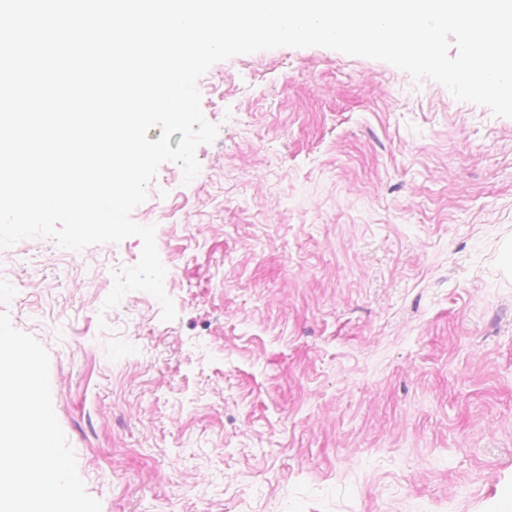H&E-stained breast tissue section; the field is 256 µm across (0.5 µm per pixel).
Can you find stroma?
I'll list each match as a JSON object with an SVG mask.
<instances>
[{"instance_id":"stroma-1","label":"stroma","mask_w":512,"mask_h":512,"mask_svg":"<svg viewBox=\"0 0 512 512\" xmlns=\"http://www.w3.org/2000/svg\"><path fill=\"white\" fill-rule=\"evenodd\" d=\"M220 127L132 219L164 289L102 304L129 237L0 250L101 512H501L512 493V119L379 60L212 65Z\"/></svg>"}]
</instances>
